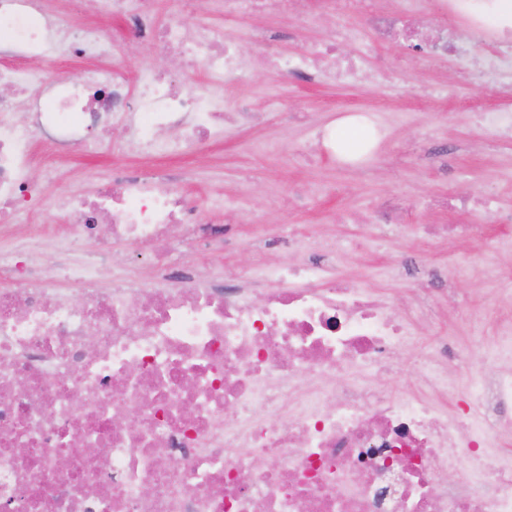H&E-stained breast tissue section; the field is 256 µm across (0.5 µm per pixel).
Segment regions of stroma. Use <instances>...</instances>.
<instances>
[{
    "mask_svg": "<svg viewBox=\"0 0 512 512\" xmlns=\"http://www.w3.org/2000/svg\"><path fill=\"white\" fill-rule=\"evenodd\" d=\"M197 19L223 26L228 41L248 60L244 87L261 116L255 124L225 126L209 144L165 163L187 179L202 221L229 224L234 244L214 254V274L292 263V256L270 244L272 230L281 224L310 227L316 243L337 237V275L365 280L371 294L399 317L426 288L425 281L400 271V263L447 270L450 286L431 291L429 320L418 326L419 345L399 355L398 388L416 391L420 344L441 333L457 351L478 353L452 369L453 385L443 398L449 415L462 413L481 379L494 375L501 362L494 316L478 324L460 310L491 307L512 291V252L504 248L512 242V222L506 219L512 213V139H486L475 120L477 111L502 106L504 99L497 87L475 86L465 77L485 50L468 42L461 60L427 63L407 43L379 41L360 4L349 24L361 37L341 48L351 55L371 50L370 66L386 68L389 78L353 85L307 83L269 71L266 46L255 32H282L278 49L293 55L332 41L333 23L305 24L275 12L232 21L225 19L220 0H201ZM103 26L113 43V66L133 76L150 67L189 84L197 80V73H184L176 58L132 42L120 19ZM344 106L360 113L383 111L384 127L370 159L350 166L321 155L301 156V148L336 121ZM117 162L139 170L146 165L133 150L95 156L74 150L53 182H45L37 167L31 176L51 201L67 192H95ZM461 195L484 197L488 206L469 212L443 207V200ZM213 197L230 201L232 217L210 211L206 202ZM391 204L397 205L401 222L380 223L379 211ZM427 224H479L483 237L435 239L424 234ZM363 239L372 240V248L359 249Z\"/></svg>",
    "mask_w": 512,
    "mask_h": 512,
    "instance_id": "35a3bbf8",
    "label": "stroma"
}]
</instances>
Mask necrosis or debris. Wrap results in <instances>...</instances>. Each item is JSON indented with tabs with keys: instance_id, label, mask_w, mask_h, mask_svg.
I'll list each match as a JSON object with an SVG mask.
<instances>
[{
	"instance_id": "4bbe7bcc",
	"label": "necrosis or debris",
	"mask_w": 512,
	"mask_h": 512,
	"mask_svg": "<svg viewBox=\"0 0 512 512\" xmlns=\"http://www.w3.org/2000/svg\"><path fill=\"white\" fill-rule=\"evenodd\" d=\"M156 0H81L85 12L126 20L136 38L202 64L187 89L150 69L137 77L109 66L112 41L97 24L71 25L46 0H0V512H512V460L491 455V423L469 437L462 420L434 401L374 388L362 372H391L415 340L412 325L373 297L366 283L333 277L335 240L307 259L297 228L276 242L298 257L293 270L257 267L210 278L208 262L175 273L152 259L151 282L107 271L115 241L143 246L185 240L224 246L202 223L186 184L163 174L114 168L92 195L62 197L66 233L37 222L54 158L77 147L92 155L109 134L165 158L205 144L212 133L258 120L239 76L246 62L223 28L189 29L198 0H173L165 21ZM353 0H224L228 19L278 11L304 20H343ZM398 11L368 9L381 41L418 43L425 58L456 56L449 37L459 12L436 0L441 21L425 31ZM471 40L493 52L485 75L512 78V29L468 18ZM88 63L83 82L48 76L36 59ZM302 81L346 84L372 77L363 57L335 43L277 57ZM26 105L30 118L14 111ZM178 130L169 138L168 130ZM105 225L95 252L63 266L77 288L54 292L55 277L21 268L16 251L54 235L59 252ZM110 273L112 287L96 282ZM280 276L282 287L260 291ZM463 471L459 486L441 476Z\"/></svg>"
}]
</instances>
